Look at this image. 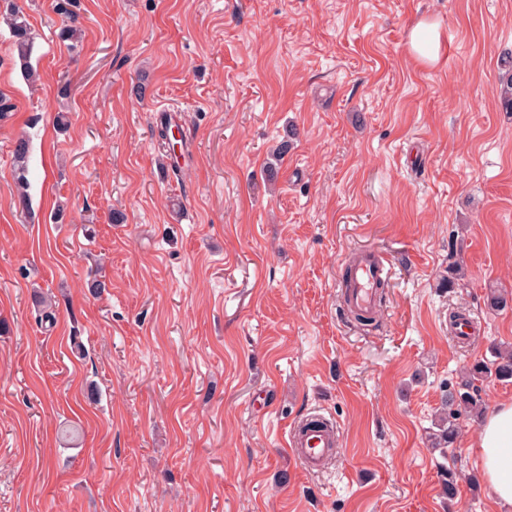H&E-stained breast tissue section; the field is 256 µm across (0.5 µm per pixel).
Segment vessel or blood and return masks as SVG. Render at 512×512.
<instances>
[{
  "instance_id": "obj_1",
  "label": "vessel or blood",
  "mask_w": 512,
  "mask_h": 512,
  "mask_svg": "<svg viewBox=\"0 0 512 512\" xmlns=\"http://www.w3.org/2000/svg\"><path fill=\"white\" fill-rule=\"evenodd\" d=\"M357 257L351 267L350 284L342 288L341 298L356 310L372 313L379 306V286L388 280L391 263L373 249L360 251ZM286 447L307 472L316 474L339 453L340 433L333 421L309 415L291 425Z\"/></svg>"
}]
</instances>
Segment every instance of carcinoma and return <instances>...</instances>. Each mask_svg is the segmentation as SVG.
<instances>
[{
    "mask_svg": "<svg viewBox=\"0 0 512 512\" xmlns=\"http://www.w3.org/2000/svg\"><path fill=\"white\" fill-rule=\"evenodd\" d=\"M76 5L77 0H57L55 5L57 13L67 20V24L60 32L66 41L78 40L77 34L80 29L77 26V13L74 11ZM9 27L18 59L23 64L25 77L34 82L37 73L29 64L33 37L25 14L14 5L9 12ZM28 156L29 141L21 136L14 144V158L18 166L17 184L23 191L27 187ZM488 375H493L500 381H512V351L496 350L493 352V360L478 361L460 374V382L448 390L437 413V432L433 434L435 445L446 448L451 446L458 435L457 419L463 414L479 413L483 399L478 382Z\"/></svg>",
    "mask_w": 512,
    "mask_h": 512,
    "instance_id": "obj_1",
    "label": "carcinoma"
}]
</instances>
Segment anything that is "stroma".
Segmentation results:
<instances>
[{
    "mask_svg": "<svg viewBox=\"0 0 512 512\" xmlns=\"http://www.w3.org/2000/svg\"><path fill=\"white\" fill-rule=\"evenodd\" d=\"M15 2L40 79L0 21V512H502L479 418L431 434L512 347V0H79L73 47ZM365 248L395 261L368 329L338 295ZM314 412L343 450L312 476L285 442ZM414 52L428 61H434L439 52V33L435 26H421L417 28L411 39ZM14 158L18 166V176H17V184L19 189L22 191L20 192L21 197L25 196L24 190H26L27 187V179H26V166H27V160L29 156V141L24 136L19 137L16 139L14 144ZM494 360L478 361L465 369L457 382V388L448 389L437 413L436 433H432L434 444L450 447L457 438V419L463 414H478L483 399L477 384L484 377L494 374L500 381H512V351L495 350Z\"/></svg>",
    "mask_w": 512,
    "mask_h": 512,
    "instance_id": "obj_1",
    "label": "stroma"
}]
</instances>
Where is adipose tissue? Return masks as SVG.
Masks as SVG:
<instances>
[{
    "instance_id": "adipose-tissue-1",
    "label": "adipose tissue",
    "mask_w": 512,
    "mask_h": 512,
    "mask_svg": "<svg viewBox=\"0 0 512 512\" xmlns=\"http://www.w3.org/2000/svg\"><path fill=\"white\" fill-rule=\"evenodd\" d=\"M476 446L498 503L505 512H512V401L484 414Z\"/></svg>"
}]
</instances>
